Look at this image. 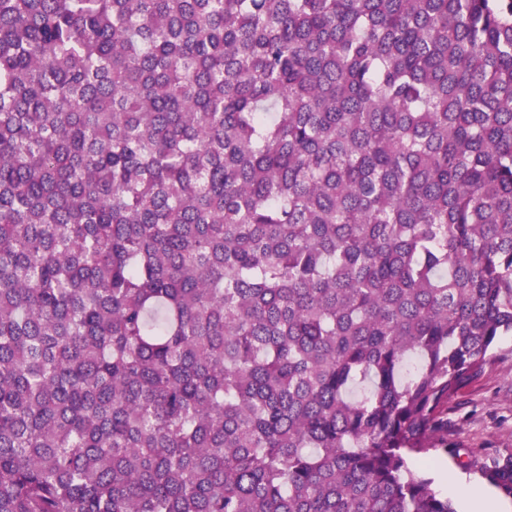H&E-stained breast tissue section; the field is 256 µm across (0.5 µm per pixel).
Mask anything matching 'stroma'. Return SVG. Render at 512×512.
<instances>
[{
    "mask_svg": "<svg viewBox=\"0 0 512 512\" xmlns=\"http://www.w3.org/2000/svg\"><path fill=\"white\" fill-rule=\"evenodd\" d=\"M483 375L448 402V444L454 454L434 459L429 477L443 470L486 484V470L512 457V334L499 337Z\"/></svg>",
    "mask_w": 512,
    "mask_h": 512,
    "instance_id": "35a3bbf8",
    "label": "stroma"
}]
</instances>
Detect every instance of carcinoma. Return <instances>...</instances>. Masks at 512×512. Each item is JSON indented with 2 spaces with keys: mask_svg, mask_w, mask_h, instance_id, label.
<instances>
[{
  "mask_svg": "<svg viewBox=\"0 0 512 512\" xmlns=\"http://www.w3.org/2000/svg\"><path fill=\"white\" fill-rule=\"evenodd\" d=\"M510 331L512 0H0V512H456ZM491 353L494 359L484 374L448 401V447L456 448V454L436 457L427 469L419 457L409 462L412 469L428 474L434 489L459 511H465L463 504L440 488L438 472L447 469L477 481L512 512V496L503 495L485 476L495 461L512 457V334L499 336Z\"/></svg>",
  "mask_w": 512,
  "mask_h": 512,
  "instance_id": "obj_1",
  "label": "carcinoma"
}]
</instances>
